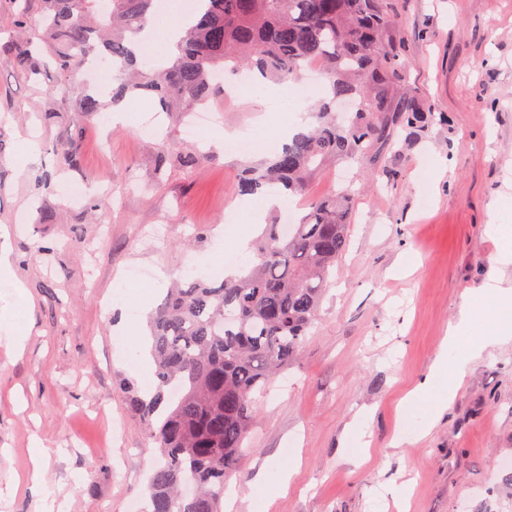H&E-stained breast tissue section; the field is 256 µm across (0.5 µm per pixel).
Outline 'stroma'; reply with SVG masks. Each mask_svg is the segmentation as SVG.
Returning <instances> with one entry per match:
<instances>
[{
  "label": "stroma",
  "mask_w": 512,
  "mask_h": 512,
  "mask_svg": "<svg viewBox=\"0 0 512 512\" xmlns=\"http://www.w3.org/2000/svg\"><path fill=\"white\" fill-rule=\"evenodd\" d=\"M31 17L25 38L46 39L43 0H0V231L9 234L13 269L29 303L0 294L29 336L21 357L0 347V512H40L51 494L63 512H133L148 496L158 453L123 384L147 374L129 363L132 349L110 309L116 278L133 270L147 281L123 288L130 315L156 309L172 279L201 271L219 282L216 265L235 254L242 227L232 206L247 153L218 152L188 174L157 180L164 141L186 142L187 118L138 97L134 121L97 129L80 99L95 90L86 68L58 77L49 53L28 75L14 62V16ZM394 22L384 42L399 54L398 76L382 90L385 109L410 100L436 120L406 146L380 151L365 168L330 163L293 204L361 183L345 255L328 280L320 316L286 370L257 397L248 450L231 483V512H396L378 489L408 484L407 512H512V486L495 460L512 458V343L486 351L466 368L454 399L436 422L426 404L402 409V398L426 377L441 343L472 294L491 279L512 280L498 262L493 227L512 225V0H391ZM98 91V90H95ZM101 114L110 89L98 91ZM57 122L42 121L46 107ZM211 126L253 132L259 116L278 128L288 112L218 89ZM155 133L144 137L140 122ZM40 135L37 160L14 163L20 135ZM77 138L75 167L52 146ZM54 191H37L41 173ZM100 176L109 209L92 223L67 183ZM167 228L151 238L152 225ZM413 263L412 274L399 267ZM165 280H157L158 272ZM369 414L363 441L351 439L357 411ZM410 443L394 446L397 431ZM47 449V483L21 478L33 438ZM292 470L290 483L282 473ZM263 485H255L258 472Z\"/></svg>",
  "instance_id": "stroma-1"
}]
</instances>
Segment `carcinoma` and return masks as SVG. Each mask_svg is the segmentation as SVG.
<instances>
[{"instance_id":"obj_1","label":"carcinoma","mask_w":512,"mask_h":512,"mask_svg":"<svg viewBox=\"0 0 512 512\" xmlns=\"http://www.w3.org/2000/svg\"><path fill=\"white\" fill-rule=\"evenodd\" d=\"M45 49L55 52L57 73L85 64L96 0H45ZM153 0H112L99 27L112 32L103 56L120 64L121 94L148 93L160 105L203 106L216 91L210 74L251 68L266 80L286 83L306 65L322 68L332 99L358 97L353 111L336 120L331 105L309 113L308 130L261 162L247 166L240 192L278 185L301 193L326 161L363 164L393 145V127L424 130L433 115L409 101L400 112L382 111L379 87L398 74L397 55L382 43L390 0H199L177 53L168 62L149 59L125 44L124 32L141 30L154 16ZM40 51L29 42L16 50L27 68ZM77 144L66 134L55 143L64 161ZM198 154L162 143L157 174L186 170ZM352 190L324 196L288 235L269 225L255 242V262L218 284L184 280L167 292L150 318L155 389L124 385L146 423L159 461L149 481V512H221L224 488L238 469L255 415L254 395L297 356L318 318L324 287L346 250ZM177 382L178 394L170 385Z\"/></svg>"}]
</instances>
